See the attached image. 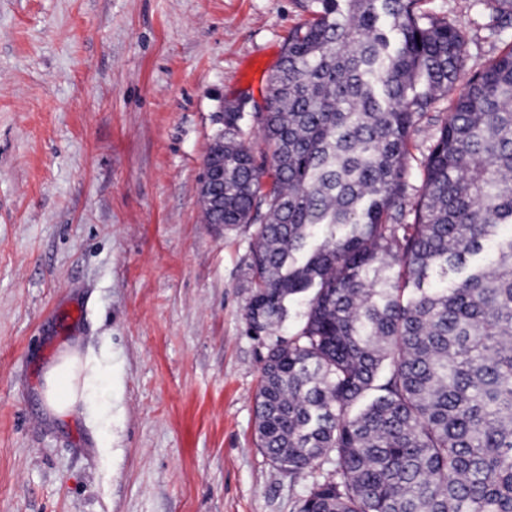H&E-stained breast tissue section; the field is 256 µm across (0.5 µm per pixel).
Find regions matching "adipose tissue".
I'll list each match as a JSON object with an SVG mask.
<instances>
[{"instance_id":"1","label":"adipose tissue","mask_w":512,"mask_h":512,"mask_svg":"<svg viewBox=\"0 0 512 512\" xmlns=\"http://www.w3.org/2000/svg\"><path fill=\"white\" fill-rule=\"evenodd\" d=\"M78 367L77 353L67 352L47 370L45 396L48 406L55 414H67L78 401L97 398L102 384L112 377L111 370L105 369L80 386L76 383Z\"/></svg>"}]
</instances>
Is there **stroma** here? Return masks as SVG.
Masks as SVG:
<instances>
[{"instance_id": "1", "label": "stroma", "mask_w": 512, "mask_h": 512, "mask_svg": "<svg viewBox=\"0 0 512 512\" xmlns=\"http://www.w3.org/2000/svg\"><path fill=\"white\" fill-rule=\"evenodd\" d=\"M466 73L512 46L476 0ZM306 0H0V512H298L334 472L255 444L252 229L204 219L227 101L260 102ZM112 362L109 424L45 405L66 350Z\"/></svg>"}]
</instances>
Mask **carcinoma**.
Returning <instances> with one entry per match:
<instances>
[{
	"label": "carcinoma",
	"instance_id": "obj_1",
	"mask_svg": "<svg viewBox=\"0 0 512 512\" xmlns=\"http://www.w3.org/2000/svg\"><path fill=\"white\" fill-rule=\"evenodd\" d=\"M422 2L308 0L255 113L271 185L241 100L214 138L224 208L200 190L207 223L255 227L258 446L294 475L334 458L298 512H512V47L417 160L468 44ZM478 2L512 21V0ZM445 104L440 106L441 112H431L426 117L419 121L420 132L416 135V143L418 150H414V153L420 157L421 152H425L427 147L432 143V136L435 132L436 125L438 124L437 119H441L444 115Z\"/></svg>",
	"mask_w": 512,
	"mask_h": 512
}]
</instances>
